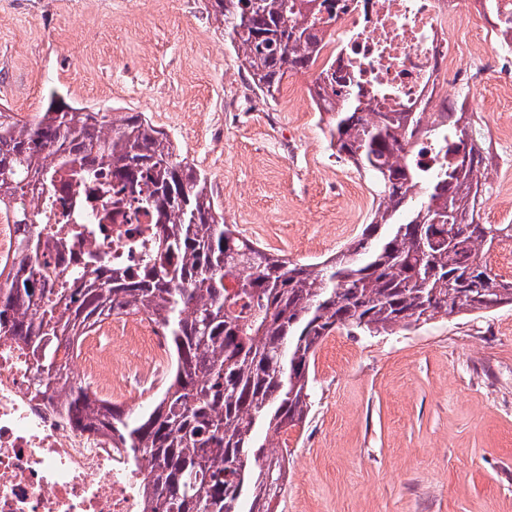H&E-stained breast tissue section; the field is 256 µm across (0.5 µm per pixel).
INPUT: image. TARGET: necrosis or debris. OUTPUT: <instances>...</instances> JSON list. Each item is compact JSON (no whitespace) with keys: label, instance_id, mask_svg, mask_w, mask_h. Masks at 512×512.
Segmentation results:
<instances>
[{"label":"necrosis or debris","instance_id":"1","mask_svg":"<svg viewBox=\"0 0 512 512\" xmlns=\"http://www.w3.org/2000/svg\"><path fill=\"white\" fill-rule=\"evenodd\" d=\"M472 0H338L331 30L336 87L356 86L367 107L416 112L447 93L449 60L464 54L448 31L450 20L471 15ZM34 228L52 271L48 288L69 285L84 262L131 267L140 253L125 246L134 219L96 224L108 203L87 188L62 182L29 194ZM128 365L168 363L153 327L135 318ZM112 323L89 333L68 362L72 382L110 397ZM38 362L16 337L0 336V512H143L141 490L110 438L75 427L63 412L62 392L37 394Z\"/></svg>","mask_w":512,"mask_h":512}]
</instances>
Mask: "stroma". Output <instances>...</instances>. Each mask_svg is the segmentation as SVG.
<instances>
[{"mask_svg": "<svg viewBox=\"0 0 512 512\" xmlns=\"http://www.w3.org/2000/svg\"><path fill=\"white\" fill-rule=\"evenodd\" d=\"M470 55L448 100L498 157L484 224H512V81L480 16L451 26ZM314 72L253 85L211 0H0V103L28 119L50 91L113 118L144 113L203 173L240 235L313 262L360 235L370 180L329 146ZM306 421L276 512H512V306L393 333L339 329L311 361Z\"/></svg>", "mask_w": 512, "mask_h": 512, "instance_id": "obj_1", "label": "stroma"}]
</instances>
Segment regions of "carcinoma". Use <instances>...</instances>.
<instances>
[{
    "label": "carcinoma",
    "mask_w": 512,
    "mask_h": 512,
    "mask_svg": "<svg viewBox=\"0 0 512 512\" xmlns=\"http://www.w3.org/2000/svg\"><path fill=\"white\" fill-rule=\"evenodd\" d=\"M224 34L261 93L316 66L327 45L329 0H213ZM310 94L328 122L330 147L372 180L378 206L361 236L331 257L294 263L236 232L206 178L178 160L167 134L140 112L113 121L56 92L23 120L0 107V210L28 224L35 182L66 170L98 188L99 170L118 187L112 212L136 205L147 223L127 228L149 243L137 268L77 270L74 285L44 302L47 277L37 237L19 260L22 276L0 280V335L38 358L37 386H61L75 424L107 431L142 488L144 512H271L283 490L286 454L267 435L301 425L309 412L311 360L319 342L348 328L380 332L512 305V282L486 259L512 224H481L493 186L481 125L463 109L369 112L328 66ZM430 132L448 157L418 167L415 142ZM403 222L397 215L414 196ZM42 309L39 320L30 310ZM150 320L170 368L134 417L69 382L80 338L111 316ZM265 430L260 435L259 429Z\"/></svg>",
    "instance_id": "obj_1"
}]
</instances>
